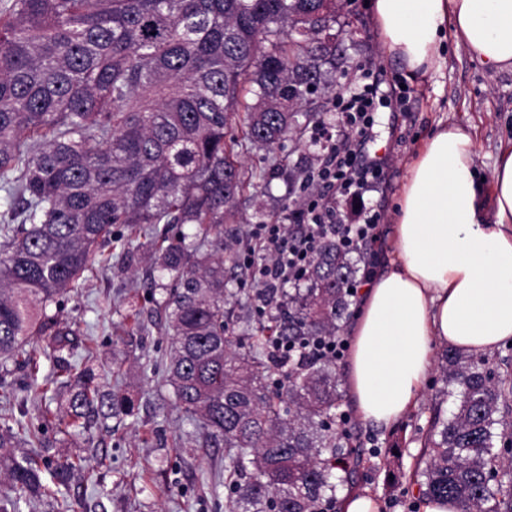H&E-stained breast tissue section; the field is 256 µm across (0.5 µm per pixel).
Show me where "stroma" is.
Returning <instances> with one entry per match:
<instances>
[{
	"instance_id": "1",
	"label": "stroma",
	"mask_w": 512,
	"mask_h": 512,
	"mask_svg": "<svg viewBox=\"0 0 512 512\" xmlns=\"http://www.w3.org/2000/svg\"><path fill=\"white\" fill-rule=\"evenodd\" d=\"M344 11L353 36L330 29L308 45L309 56L322 61L324 79L302 106L300 137L271 153L253 149L242 154L256 179L236 200L234 229L237 250L246 254L255 244L254 225L283 221L305 200V177L323 155L320 140L329 134L338 141L344 132L340 95L350 84L372 78L383 97L375 114L378 146L390 164L365 195L377 220L373 255L358 274L365 280L390 257L394 212L408 164L431 132L445 124L470 130L475 166L491 177L500 147L512 143V73L484 70L450 36L441 67L409 77L384 51L365 0H346ZM311 112L319 113L320 121L308 120ZM115 231L119 241L99 247L92 272L53 312L89 330L94 355L75 354L74 364L92 369L102 392L129 395L134 413L98 421L87 437L49 427L56 455L82 457L85 472L56 498L20 504L19 512H58L60 500L71 502L76 512H225L224 451L199 447L195 423L176 406L165 380L171 350L162 306L166 291L154 285L162 274L148 257L142 231L122 225ZM127 250L133 261L125 260ZM441 386L438 368H431L417 406L388 426L363 421L351 400L343 402L366 450L357 486L378 497L382 512H411L420 502L412 474L427 434L431 400ZM385 448L399 452V481H392L383 465Z\"/></svg>"
}]
</instances>
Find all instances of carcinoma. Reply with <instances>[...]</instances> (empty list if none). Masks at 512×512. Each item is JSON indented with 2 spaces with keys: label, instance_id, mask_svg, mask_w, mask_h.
Returning a JSON list of instances; mask_svg holds the SVG:
<instances>
[{
  "label": "carcinoma",
  "instance_id": "carcinoma-1",
  "mask_svg": "<svg viewBox=\"0 0 512 512\" xmlns=\"http://www.w3.org/2000/svg\"><path fill=\"white\" fill-rule=\"evenodd\" d=\"M341 0H0V358L23 356L28 399L75 388L55 414L79 434L95 416L131 412L69 358L90 347L47 313L78 287L118 224H191L150 238L152 262L175 282L164 302L172 353L167 381L196 423L201 448H224L226 512H339L361 465L346 434L336 362L283 361L271 344L334 336L349 315L358 260L323 241L289 288L276 290L271 325L237 336L228 325L224 224L253 172L249 144L272 152L298 131L297 109L320 82L308 32L340 24ZM242 118V137L229 134ZM31 344L58 366L38 383ZM445 397L416 471L424 498L464 512H512V436L504 419L512 364L442 355ZM501 431H495V426ZM48 419L0 426V471L33 502L84 470L52 457ZM25 444L33 452L19 459Z\"/></svg>",
  "mask_w": 512,
  "mask_h": 512
}]
</instances>
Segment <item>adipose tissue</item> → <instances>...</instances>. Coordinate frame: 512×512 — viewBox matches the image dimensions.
Instances as JSON below:
<instances>
[{"instance_id": "ef3b65f1", "label": "adipose tissue", "mask_w": 512, "mask_h": 512, "mask_svg": "<svg viewBox=\"0 0 512 512\" xmlns=\"http://www.w3.org/2000/svg\"><path fill=\"white\" fill-rule=\"evenodd\" d=\"M387 54L412 75L440 68L447 30L490 72H512V0H371ZM469 132L442 126L413 155L395 211L394 258L364 290L346 384L364 420L418 402L437 345L476 356L512 340V145L490 181Z\"/></svg>"}]
</instances>
